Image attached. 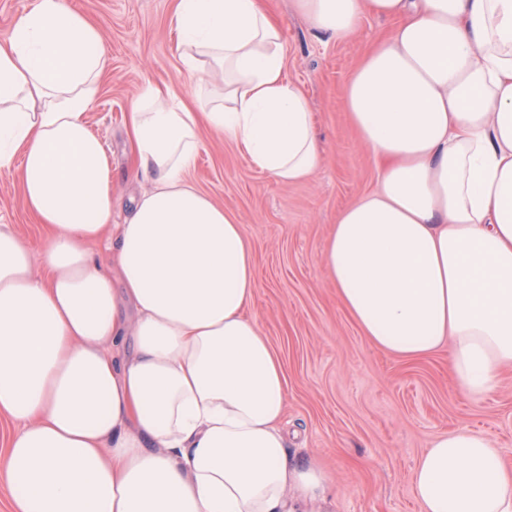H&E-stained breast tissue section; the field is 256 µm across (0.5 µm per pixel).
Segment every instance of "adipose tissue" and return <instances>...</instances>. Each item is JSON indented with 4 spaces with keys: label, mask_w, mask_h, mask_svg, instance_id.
I'll use <instances>...</instances> for the list:
<instances>
[{
    "label": "adipose tissue",
    "mask_w": 512,
    "mask_h": 512,
    "mask_svg": "<svg viewBox=\"0 0 512 512\" xmlns=\"http://www.w3.org/2000/svg\"><path fill=\"white\" fill-rule=\"evenodd\" d=\"M342 41L396 20L344 101L378 163L377 189L340 215L327 278L378 348L448 350L480 398L512 365V0H292ZM187 104L144 81L125 115L149 182L112 221V168L87 113L106 67L100 29L37 0L0 41V171L18 169L43 233L0 225V445L9 512H308L330 475L287 452L283 363L246 316L254 257L241 224L187 178L208 127L281 183L323 151L285 77L265 0H177ZM111 241L112 268L91 247ZM419 512H512V473L480 433L435 435L413 471Z\"/></svg>",
    "instance_id": "adipose-tissue-1"
}]
</instances>
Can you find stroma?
<instances>
[{"mask_svg": "<svg viewBox=\"0 0 512 512\" xmlns=\"http://www.w3.org/2000/svg\"><path fill=\"white\" fill-rule=\"evenodd\" d=\"M95 21L107 50L101 93L88 113L112 167V221L144 189L131 171L124 114L144 81L174 87L194 103L177 37L176 0H69ZM284 22L289 80L309 98L324 160L307 180L281 184L209 130L187 177L242 224L255 259L246 310L280 354L288 380L283 427L288 452L315 461L335 487L318 512H418L411 478L431 436L467 426L481 432L512 471V367L499 388L474 399L456 391L448 351L402 359L374 346L342 309L323 255L342 210L378 186V169L345 107L343 89L363 56L392 29L369 16L349 39L316 34L291 0H268ZM29 243L41 236L16 172L0 171V225Z\"/></svg>", "mask_w": 512, "mask_h": 512, "instance_id": "1", "label": "stroma"}]
</instances>
